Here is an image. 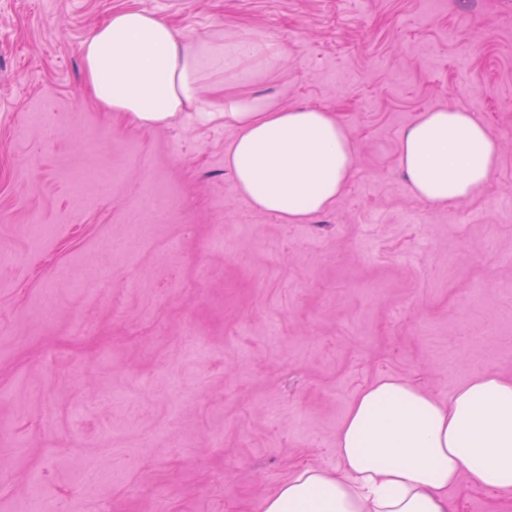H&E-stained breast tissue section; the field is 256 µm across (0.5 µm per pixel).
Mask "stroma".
Instances as JSON below:
<instances>
[{"mask_svg": "<svg viewBox=\"0 0 512 512\" xmlns=\"http://www.w3.org/2000/svg\"><path fill=\"white\" fill-rule=\"evenodd\" d=\"M129 8L277 42L280 67L211 98L336 113L356 153L335 206L283 223L237 192L232 130L100 109L81 47ZM438 108L501 148L442 208L397 165ZM478 369L512 378V0H0V512L35 483L44 512H261L296 466L336 468L363 388L444 401ZM448 497L512 512L465 480Z\"/></svg>", "mask_w": 512, "mask_h": 512, "instance_id": "obj_1", "label": "stroma"}]
</instances>
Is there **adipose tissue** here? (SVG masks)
Returning a JSON list of instances; mask_svg holds the SVG:
<instances>
[{
    "label": "adipose tissue",
    "instance_id": "ef3b65f1",
    "mask_svg": "<svg viewBox=\"0 0 512 512\" xmlns=\"http://www.w3.org/2000/svg\"><path fill=\"white\" fill-rule=\"evenodd\" d=\"M94 100L141 127L192 111L234 136L224 166L239 194L286 224L331 209L352 176L355 143L334 113L284 107L242 93L221 109L204 80L275 67L278 45L217 33L185 43L156 14L113 13L82 45ZM398 165L412 194L434 207L467 198L493 175L500 146L471 113L433 109L402 134ZM338 467L303 466L266 496L261 512H452L449 489L512 492V380L480 372L441 401L416 383L384 379L361 391L340 427Z\"/></svg>",
    "mask_w": 512,
    "mask_h": 512
}]
</instances>
